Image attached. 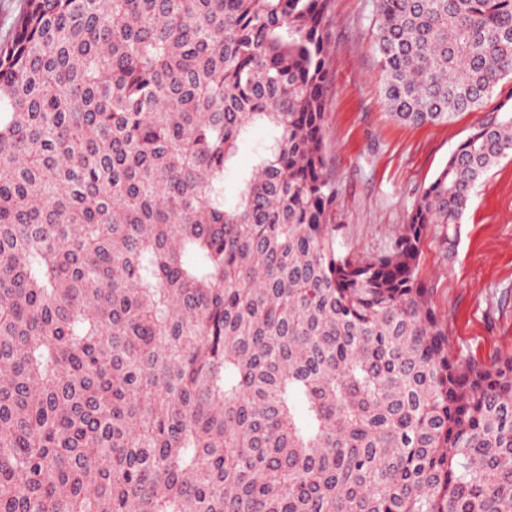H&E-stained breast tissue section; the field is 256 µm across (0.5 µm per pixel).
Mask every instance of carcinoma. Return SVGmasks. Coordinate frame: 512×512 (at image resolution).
Instances as JSON below:
<instances>
[{
  "instance_id": "obj_1",
  "label": "carcinoma",
  "mask_w": 512,
  "mask_h": 512,
  "mask_svg": "<svg viewBox=\"0 0 512 512\" xmlns=\"http://www.w3.org/2000/svg\"><path fill=\"white\" fill-rule=\"evenodd\" d=\"M328 3L25 0L0 43V512H512V357L452 351L419 274L512 113L387 251L341 253ZM374 27L399 122L512 77V0H376Z\"/></svg>"
}]
</instances>
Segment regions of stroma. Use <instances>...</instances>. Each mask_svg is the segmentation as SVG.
I'll return each instance as SVG.
<instances>
[{
    "label": "stroma",
    "mask_w": 512,
    "mask_h": 512,
    "mask_svg": "<svg viewBox=\"0 0 512 512\" xmlns=\"http://www.w3.org/2000/svg\"><path fill=\"white\" fill-rule=\"evenodd\" d=\"M375 0H330L323 145L336 189V246L377 254L407 223L420 194L485 121L466 112L447 123L403 125L387 111L373 44ZM420 272L452 350L488 364L512 355V158L476 185L460 224L433 229Z\"/></svg>",
    "instance_id": "35a3bbf8"
}]
</instances>
